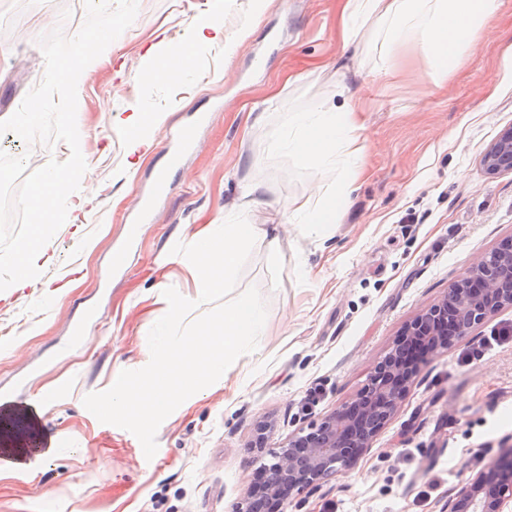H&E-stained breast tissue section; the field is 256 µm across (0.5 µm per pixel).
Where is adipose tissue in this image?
Returning <instances> with one entry per match:
<instances>
[{"label": "adipose tissue", "instance_id": "adipose-tissue-1", "mask_svg": "<svg viewBox=\"0 0 512 512\" xmlns=\"http://www.w3.org/2000/svg\"><path fill=\"white\" fill-rule=\"evenodd\" d=\"M498 0H338L339 34L352 44L365 21L376 17L385 24L387 54L414 46L423 60V78L440 85L452 77L464 52L491 40ZM365 125L350 103L321 110L319 124L310 135L292 141L304 156L325 158L327 140L351 160H359Z\"/></svg>", "mask_w": 512, "mask_h": 512}]
</instances>
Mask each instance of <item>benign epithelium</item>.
<instances>
[{"instance_id":"benign-epithelium-1","label":"benign epithelium","mask_w":512,"mask_h":512,"mask_svg":"<svg viewBox=\"0 0 512 512\" xmlns=\"http://www.w3.org/2000/svg\"><path fill=\"white\" fill-rule=\"evenodd\" d=\"M483 165L490 174L512 171L511 127L485 152ZM505 307H512V244L480 256L441 300L408 321L354 398L269 451L271 460L262 466L261 482L248 490L235 512H266L268 503L284 504L348 465L371 447L393 418L416 380L420 362L448 350L457 338ZM501 472L512 473L511 447L448 500V512H505L512 504V481L498 480Z\"/></svg>"}]
</instances>
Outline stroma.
<instances>
[{
    "label": "stroma",
    "mask_w": 512,
    "mask_h": 512,
    "mask_svg": "<svg viewBox=\"0 0 512 512\" xmlns=\"http://www.w3.org/2000/svg\"><path fill=\"white\" fill-rule=\"evenodd\" d=\"M138 14L81 75L77 121L98 190L95 224L66 221L46 244L40 280L0 292V390L32 406L45 437L77 435L70 448L25 447L0 457V512H234L256 482L258 423H275L268 448L320 422L360 392L402 326L446 294L475 257L512 239V172L487 173L482 156L512 126V0L496 38L466 53L443 85L422 83L418 50L380 73L383 34L367 25L343 48L336 0H138ZM0 0V115L11 116L44 75L38 39L54 25L73 36L84 0ZM215 18L225 35L245 31L233 57L204 49L195 32ZM164 33L155 73L146 48ZM188 64L171 83L164 73ZM349 84L364 111V176L336 197L346 162L324 164L288 148L294 114L336 102ZM136 110L126 126L116 111ZM205 112L198 145L170 164L159 145ZM262 124H255V117ZM155 146L129 153L142 138ZM166 191L150 222L141 197L158 170ZM263 191L240 209L248 185ZM328 209L322 233L293 209ZM138 224L134 241L126 227ZM205 224L274 230L278 256L257 238L236 286L257 287L267 317L255 351L226 377L184 401L160 425L152 464L129 431L83 405L123 370L150 360L148 333L168 310L165 289L198 297L197 272L176 243ZM125 269L112 273L118 246ZM80 269L68 282L58 273ZM512 308L429 356L396 414L354 464L281 512H448V501L512 441ZM52 401L38 403L40 393Z\"/></svg>",
    "instance_id": "obj_1"
}]
</instances>
